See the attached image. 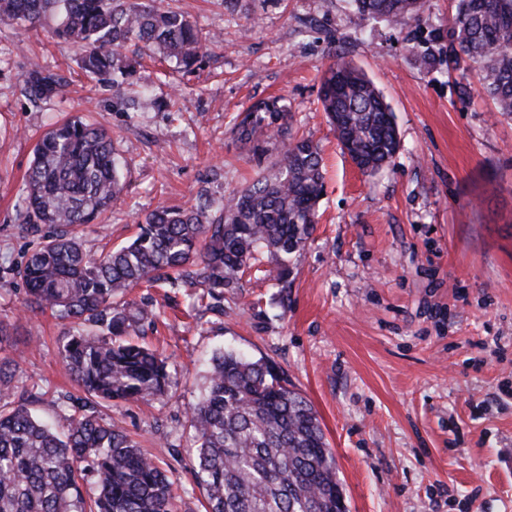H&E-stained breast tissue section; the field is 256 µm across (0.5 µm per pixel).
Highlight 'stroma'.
Wrapping results in <instances>:
<instances>
[{
	"instance_id": "stroma-1",
	"label": "stroma",
	"mask_w": 512,
	"mask_h": 512,
	"mask_svg": "<svg viewBox=\"0 0 512 512\" xmlns=\"http://www.w3.org/2000/svg\"><path fill=\"white\" fill-rule=\"evenodd\" d=\"M193 21L223 33L200 69L161 77L146 63L130 91L153 104L128 110L84 77L71 46L47 28L0 25V323L20 350L14 401L54 418L79 395L56 357L79 324L25 311L22 265L39 234L19 204L33 148L56 121L81 116L110 134L126 187L92 254L122 244L158 203L190 207L200 194L241 189L274 145L256 154L232 119L285 97L293 130L322 151L325 192L312 240L288 292L245 281L223 315L183 316V288H137L161 311L142 343L169 356L170 395L98 406L175 481L178 512H204L193 475L187 408L206 387L213 351L272 360L317 411L349 512H512V116L496 112L475 73L427 68L426 43L450 48L457 0H428L394 28L358 18L349 0H180ZM360 68L389 104L401 140L394 162L361 172L318 103L338 58ZM66 76L63 97L34 103L19 81L31 62Z\"/></svg>"
}]
</instances>
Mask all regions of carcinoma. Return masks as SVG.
<instances>
[{
  "mask_svg": "<svg viewBox=\"0 0 512 512\" xmlns=\"http://www.w3.org/2000/svg\"><path fill=\"white\" fill-rule=\"evenodd\" d=\"M356 13L404 27L426 0H352ZM54 21L51 37L80 52L90 78L121 92L145 58L190 71L223 47L169 0H0V22L34 28ZM451 51L479 73L481 91L512 114V0H459ZM65 76L39 64L21 78L31 100L61 95ZM319 101L343 152L364 173L400 150L392 112L363 71L341 59L322 74ZM285 98L239 113L232 133L280 144L278 156L241 190L202 197L190 208L161 204L138 222L128 243L98 255L85 251L84 227L116 203L124 165L112 138L74 117L35 144L25 175V219L52 228L14 270L26 286V310L55 312L85 326L68 334L57 356L85 397L56 421L12 400L20 356L0 357V512H177L173 479L112 422L98 402L162 398L168 361L128 336L155 325L153 304L127 299L134 288H190V307L224 313L257 255L265 277L288 288L293 255L317 223L324 192L318 145L291 133ZM186 420L197 448L195 478L206 512H348L335 454L308 400L288 387L269 360L219 351L207 387Z\"/></svg>",
  "mask_w": 512,
  "mask_h": 512,
  "instance_id": "1",
  "label": "carcinoma"
}]
</instances>
